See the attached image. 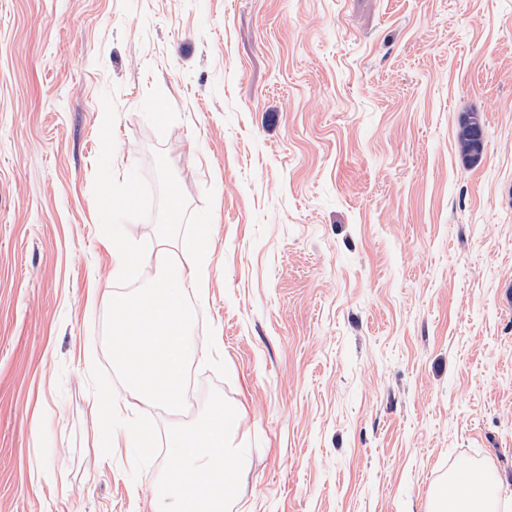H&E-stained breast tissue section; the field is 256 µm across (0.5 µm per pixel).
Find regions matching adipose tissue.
I'll return each instance as SVG.
<instances>
[{
  "instance_id": "1",
  "label": "adipose tissue",
  "mask_w": 512,
  "mask_h": 512,
  "mask_svg": "<svg viewBox=\"0 0 512 512\" xmlns=\"http://www.w3.org/2000/svg\"><path fill=\"white\" fill-rule=\"evenodd\" d=\"M97 433L110 444L117 439L150 447L152 431L143 422L130 423L117 432L114 419L124 408L122 402L105 395L98 401ZM238 426L235 413L215 403L189 429L173 427L167 436L169 463L153 490L154 512H224L236 477L244 469L247 450L234 444Z\"/></svg>"
}]
</instances>
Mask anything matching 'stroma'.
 <instances>
[{"instance_id": "obj_1", "label": "stroma", "mask_w": 512, "mask_h": 512, "mask_svg": "<svg viewBox=\"0 0 512 512\" xmlns=\"http://www.w3.org/2000/svg\"><path fill=\"white\" fill-rule=\"evenodd\" d=\"M106 93L116 178L160 151L213 206L183 414L103 342ZM106 390L153 447L99 440ZM217 402L250 455L225 512H428L462 463L512 497V0H0V512H153ZM485 129L476 114L465 115L459 125L458 146L466 161L475 163L481 155Z\"/></svg>"}]
</instances>
